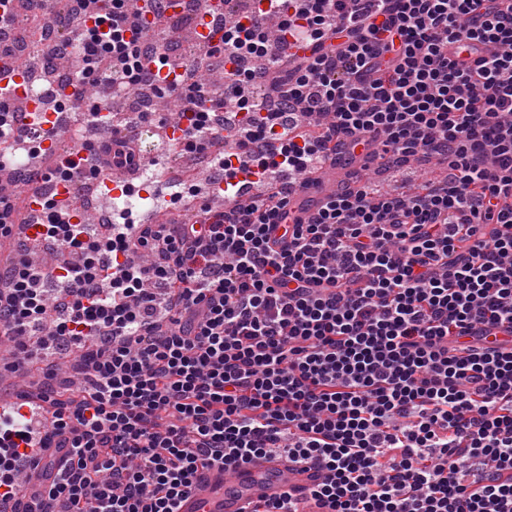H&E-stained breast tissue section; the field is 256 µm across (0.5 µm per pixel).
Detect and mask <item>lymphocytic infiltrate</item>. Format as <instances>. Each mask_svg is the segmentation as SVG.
I'll return each mask as SVG.
<instances>
[{
	"instance_id": "obj_1",
	"label": "lymphocytic infiltrate",
	"mask_w": 512,
	"mask_h": 512,
	"mask_svg": "<svg viewBox=\"0 0 512 512\" xmlns=\"http://www.w3.org/2000/svg\"><path fill=\"white\" fill-rule=\"evenodd\" d=\"M206 60L226 95L184 131L219 127L242 169L281 188L179 224L120 216L93 235L47 204L44 241L78 255L0 266V338L37 397L0 413V512H177L204 472L271 454L323 471L326 512H512V0H292ZM130 0L78 37L75 87L151 86ZM265 89L255 98L252 88ZM435 163L410 197L370 185L289 210L334 143ZM43 412L33 434L20 410Z\"/></svg>"
}]
</instances>
